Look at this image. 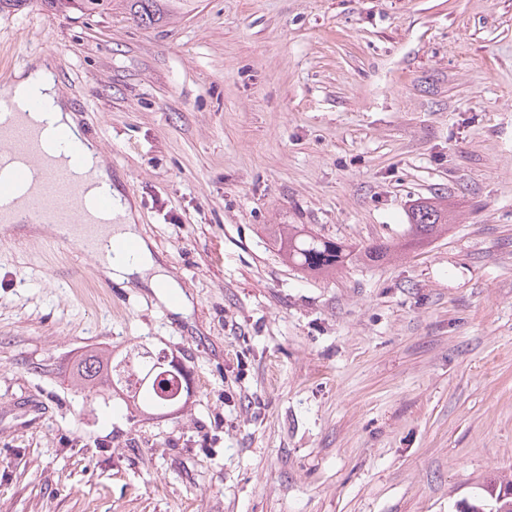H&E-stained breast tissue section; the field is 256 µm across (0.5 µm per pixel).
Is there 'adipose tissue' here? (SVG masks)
Listing matches in <instances>:
<instances>
[{
  "label": "adipose tissue",
  "instance_id": "obj_1",
  "mask_svg": "<svg viewBox=\"0 0 512 512\" xmlns=\"http://www.w3.org/2000/svg\"><path fill=\"white\" fill-rule=\"evenodd\" d=\"M30 97L37 98L41 104L35 118L44 125L45 149L54 155L62 154L55 132L67 130L70 138L81 147L83 166L93 169L101 186L111 187L112 177L95 141L80 130L69 104L56 87L54 64L48 57L33 58L29 70L17 71L11 80L0 83V101H21Z\"/></svg>",
  "mask_w": 512,
  "mask_h": 512
}]
</instances>
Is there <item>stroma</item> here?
Returning <instances> with one entry per match:
<instances>
[{
	"instance_id": "obj_1",
	"label": "stroma",
	"mask_w": 512,
	"mask_h": 512,
	"mask_svg": "<svg viewBox=\"0 0 512 512\" xmlns=\"http://www.w3.org/2000/svg\"><path fill=\"white\" fill-rule=\"evenodd\" d=\"M46 56L157 273L0 225V512H456L512 478V0H199L146 26L23 0L0 83ZM422 248L306 275L270 231ZM164 349L177 411L74 386ZM448 224V205L441 202L426 201L413 208L408 234L404 241L386 246H371L363 249V255L370 260L389 256L394 248L414 250L427 244L432 238L446 229Z\"/></svg>"
}]
</instances>
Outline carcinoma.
<instances>
[{
	"mask_svg": "<svg viewBox=\"0 0 512 512\" xmlns=\"http://www.w3.org/2000/svg\"><path fill=\"white\" fill-rule=\"evenodd\" d=\"M63 11L82 16H103L112 6L123 5L133 17L150 25L161 24L172 16L194 10L195 0H45ZM448 224V206L426 201L413 208L408 234L397 245L363 249L370 260L388 256L394 248L414 250L427 244ZM275 244L288 264L313 275L329 276L353 259L354 250L343 242L319 236L302 225L280 224L274 230ZM74 380L87 399L101 396L106 389L122 395L141 414L160 415L183 405L192 395L187 369L162 349L137 345L125 354L94 353L76 365ZM512 498L493 497L471 500L474 512H512Z\"/></svg>",
	"mask_w": 512,
	"mask_h": 512,
	"instance_id": "1",
	"label": "carcinoma"
}]
</instances>
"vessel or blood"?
<instances>
[{"mask_svg": "<svg viewBox=\"0 0 512 512\" xmlns=\"http://www.w3.org/2000/svg\"><path fill=\"white\" fill-rule=\"evenodd\" d=\"M22 107L35 111L39 105L30 101ZM22 107L0 102V114L6 116L0 121V144L7 146L12 161L8 170H0V220L20 200L29 211L47 214L50 224L68 227L67 245L82 252L96 246L107 251L135 250L134 242L113 239L111 223L99 222L86 212L79 146H70L65 162L56 161L43 150L39 128L18 117Z\"/></svg>", "mask_w": 512, "mask_h": 512, "instance_id": "vessel-or-blood-1", "label": "vessel or blood"}]
</instances>
